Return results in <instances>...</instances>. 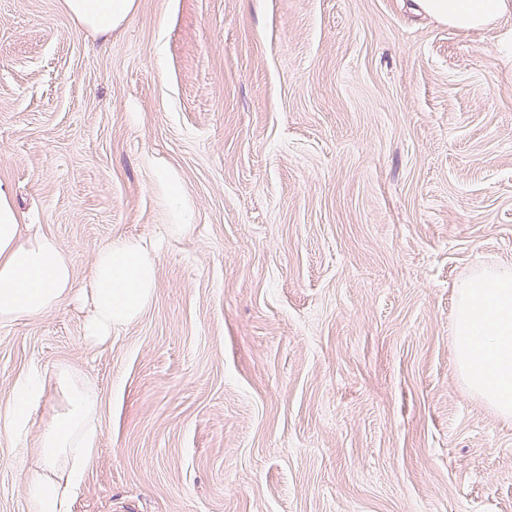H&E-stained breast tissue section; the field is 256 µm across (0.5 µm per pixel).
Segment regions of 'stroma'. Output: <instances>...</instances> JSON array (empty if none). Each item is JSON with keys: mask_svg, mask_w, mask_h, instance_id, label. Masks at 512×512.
Segmentation results:
<instances>
[{"mask_svg": "<svg viewBox=\"0 0 512 512\" xmlns=\"http://www.w3.org/2000/svg\"><path fill=\"white\" fill-rule=\"evenodd\" d=\"M181 187L190 226L161 235ZM0 182L69 254L156 238L155 295L0 323V410L68 366L100 398L70 512H512V418L456 368V287L512 266V14L404 0H134L110 34L0 0ZM25 437H0V512ZM412 9L458 30L486 27L512 13L511 0H412Z\"/></svg>", "mask_w": 512, "mask_h": 512, "instance_id": "stroma-1", "label": "stroma"}]
</instances>
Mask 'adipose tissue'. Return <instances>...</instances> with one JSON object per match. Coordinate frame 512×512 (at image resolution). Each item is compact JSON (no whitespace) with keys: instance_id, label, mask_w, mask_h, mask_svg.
<instances>
[{"instance_id":"1","label":"adipose tissue","mask_w":512,"mask_h":512,"mask_svg":"<svg viewBox=\"0 0 512 512\" xmlns=\"http://www.w3.org/2000/svg\"><path fill=\"white\" fill-rule=\"evenodd\" d=\"M415 12L458 30L486 27L512 13V0H412ZM134 0H65L83 27L102 34L125 22ZM156 251L144 240L98 249L86 296L84 335L111 336L135 319L155 291ZM74 295L70 257L40 225L23 223L8 187L0 185V322L42 316ZM456 362L470 394L512 418V268L484 269L457 290ZM60 406L40 433L25 483L28 512H68L71 492L88 468L99 432L100 398L91 380L69 368L55 372ZM44 397V374L28 369L0 411V434L24 436Z\"/></svg>"}]
</instances>
